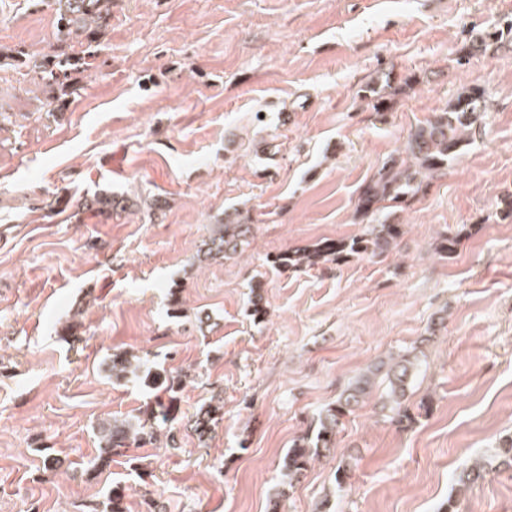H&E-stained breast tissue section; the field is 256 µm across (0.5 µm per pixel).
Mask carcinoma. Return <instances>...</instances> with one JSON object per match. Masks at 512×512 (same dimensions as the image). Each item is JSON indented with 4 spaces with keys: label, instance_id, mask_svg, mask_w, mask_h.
<instances>
[{
    "label": "carcinoma",
    "instance_id": "1",
    "mask_svg": "<svg viewBox=\"0 0 512 512\" xmlns=\"http://www.w3.org/2000/svg\"><path fill=\"white\" fill-rule=\"evenodd\" d=\"M56 12L54 38L61 49H68L65 57H28L24 64L42 80L53 81L62 95L71 89V67L83 60V48L97 42L112 19V0H52ZM503 37L500 28L493 27L469 38L461 48L457 64L469 61L487 52ZM364 98L379 115L389 111L387 99L378 92L375 84L363 88ZM485 107V90L478 86H463L448 106L435 113L427 122L410 129L401 152L390 155L374 176L364 186L358 198L357 208L371 219L361 235L348 243L323 241L309 247L282 252L272 263L279 267L301 270L320 264L344 262L350 256H381L396 245L403 234V225L395 223V214L404 208L409 199L426 180H433L448 169L475 125L482 121ZM90 211H112V196L98 194L85 202ZM251 225L241 224L230 216L224 223L215 225L212 235L205 242L199 261L229 259L242 251L247 242ZM458 245L457 236L444 234L436 243L435 250L443 258L453 257ZM110 377L115 381L130 376L140 377L144 385L154 392L141 415L132 420L114 419L99 428L100 454L93 467L104 469L112 463V457L124 456L131 448H143L157 443L161 434L174 438L173 430L181 419L178 405L179 392L185 373L161 374L152 372L147 356H134L126 351L114 352L107 363ZM386 369L389 382L388 397L392 402V420L401 426L414 421L404 405L409 379L414 375L415 360L403 354L388 363H380L374 370L359 375L318 416L314 427L295 439L281 462V482L273 494L272 507L279 505L286 490L306 471L310 463L322 453L336 447V436L342 418L370 395L373 377ZM224 419V400L213 395L202 403L188 420L189 426L202 443L206 442ZM489 469L476 464L462 472L458 483L469 486L484 478ZM126 488L114 486L110 491L106 512H126Z\"/></svg>",
    "mask_w": 512,
    "mask_h": 512
}]
</instances>
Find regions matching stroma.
<instances>
[{
  "label": "stroma",
  "mask_w": 512,
  "mask_h": 512,
  "mask_svg": "<svg viewBox=\"0 0 512 512\" xmlns=\"http://www.w3.org/2000/svg\"><path fill=\"white\" fill-rule=\"evenodd\" d=\"M511 19L512 0H112L58 104L1 56L0 512H103L115 485L126 512H146L148 490L164 512H270L291 442L355 375L413 346L414 424L391 423L372 394L280 512H437L450 499L457 512H512V468L458 488L512 439V35L455 62L471 33ZM55 24L41 0H0V46L54 53ZM373 81L383 117L363 98ZM465 84L487 91L488 116L398 211L395 248L273 265L361 234L365 183ZM97 193L111 212L85 209ZM228 213L252 227L244 252L198 261ZM445 233L459 238L450 259L435 251ZM174 285L180 318L166 306ZM123 350L188 371L184 421L174 446L96 473L99 426L150 398L104 371ZM214 394L224 419L202 443L187 420Z\"/></svg>",
  "instance_id": "1"
}]
</instances>
